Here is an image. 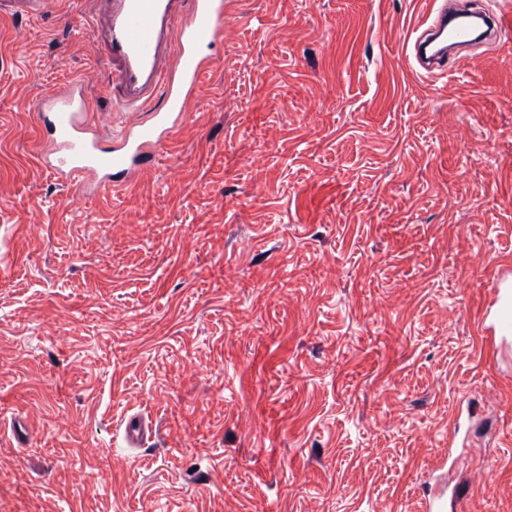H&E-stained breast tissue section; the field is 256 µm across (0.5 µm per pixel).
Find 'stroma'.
Masks as SVG:
<instances>
[{
  "instance_id": "35a3bbf8",
  "label": "stroma",
  "mask_w": 512,
  "mask_h": 512,
  "mask_svg": "<svg viewBox=\"0 0 512 512\" xmlns=\"http://www.w3.org/2000/svg\"><path fill=\"white\" fill-rule=\"evenodd\" d=\"M185 123L84 196L39 92L110 69L88 0L0 20V512H512V33L414 73L424 0H225ZM487 435L449 449L461 407ZM155 421L127 447L124 414ZM493 296L478 318L477 330L493 350L512 341V267L498 262L490 281ZM422 501L424 507L423 511L425 512H447L448 507L450 508V511L455 510V499L452 497L448 504V492L447 487L445 486L429 487L424 493Z\"/></svg>"
}]
</instances>
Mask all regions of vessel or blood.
<instances>
[{
  "label": "vessel or blood",
  "instance_id": "vessel-or-blood-1",
  "mask_svg": "<svg viewBox=\"0 0 512 512\" xmlns=\"http://www.w3.org/2000/svg\"><path fill=\"white\" fill-rule=\"evenodd\" d=\"M105 23H92L96 48L111 70L107 91L118 107L135 110L162 98L147 120L125 127L103 145L86 100L88 78L40 93L36 124L37 159L54 177L97 192L129 184L157 159L186 118L188 102L200 90L210 66L208 48L224 41V0H107ZM426 20L407 37V57L431 74L446 70L449 50L512 31V14L449 7L429 0ZM45 0H0V19L34 18ZM493 296L477 323L491 347L512 343V264L496 263Z\"/></svg>",
  "mask_w": 512,
  "mask_h": 512
}]
</instances>
